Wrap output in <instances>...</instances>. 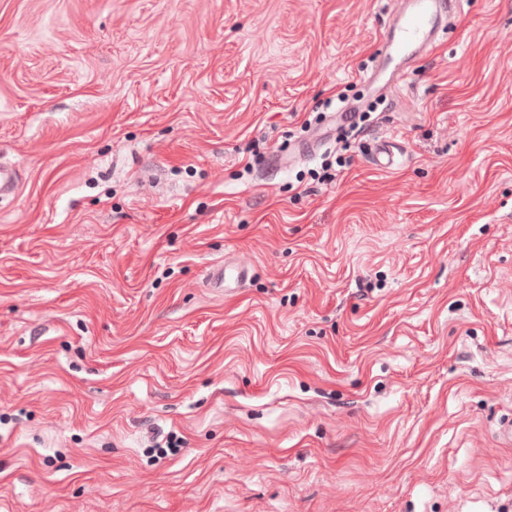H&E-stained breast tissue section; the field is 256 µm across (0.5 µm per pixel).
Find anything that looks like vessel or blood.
<instances>
[{
  "mask_svg": "<svg viewBox=\"0 0 512 512\" xmlns=\"http://www.w3.org/2000/svg\"><path fill=\"white\" fill-rule=\"evenodd\" d=\"M439 0H406L393 17L395 34L388 39V63L413 58L417 49L428 45L440 25Z\"/></svg>",
  "mask_w": 512,
  "mask_h": 512,
  "instance_id": "vessel-or-blood-1",
  "label": "vessel or blood"
}]
</instances>
